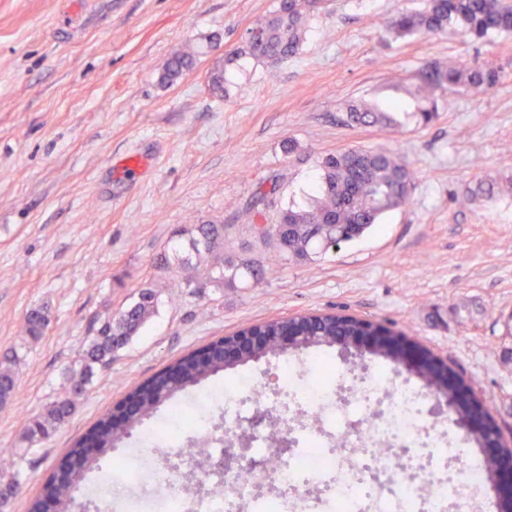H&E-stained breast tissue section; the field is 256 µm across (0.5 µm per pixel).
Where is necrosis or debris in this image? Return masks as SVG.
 <instances>
[{
	"instance_id": "obj_1",
	"label": "necrosis or debris",
	"mask_w": 512,
	"mask_h": 512,
	"mask_svg": "<svg viewBox=\"0 0 512 512\" xmlns=\"http://www.w3.org/2000/svg\"><path fill=\"white\" fill-rule=\"evenodd\" d=\"M317 371L310 385L304 371ZM224 419L178 413L177 448L137 496L94 493L93 512H474L480 460L456 468L447 420L413 384L326 355L284 361L272 383L225 390ZM237 449L231 468L219 467Z\"/></svg>"
}]
</instances>
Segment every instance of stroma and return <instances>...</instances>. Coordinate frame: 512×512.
<instances>
[{
  "label": "stroma",
  "instance_id": "obj_1",
  "mask_svg": "<svg viewBox=\"0 0 512 512\" xmlns=\"http://www.w3.org/2000/svg\"><path fill=\"white\" fill-rule=\"evenodd\" d=\"M277 0H0V358L17 355L0 405V451L27 512L74 439L135 383L190 351L275 318L342 313L406 336L447 363L512 436V188L475 200L477 180L512 175V34L400 41L383 25L423 0H335L300 52L269 66L241 58L223 98L217 60L239 51ZM199 46L195 68L163 83L168 59ZM483 65L498 83L453 93L425 127L346 120L360 98L394 97L428 62ZM383 148L416 173L407 205L362 238L306 262H275L255 223H276L319 156ZM255 207L261 216L251 222ZM227 225L225 255L254 278L210 279L186 230ZM197 267L186 283L182 259ZM144 287L156 314L99 371L71 418L27 446L28 419L64 391L101 322ZM35 307L49 325L23 333Z\"/></svg>",
  "mask_w": 512,
  "mask_h": 512
}]
</instances>
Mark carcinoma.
<instances>
[{
  "instance_id": "obj_1",
  "label": "carcinoma",
  "mask_w": 512,
  "mask_h": 512,
  "mask_svg": "<svg viewBox=\"0 0 512 512\" xmlns=\"http://www.w3.org/2000/svg\"><path fill=\"white\" fill-rule=\"evenodd\" d=\"M332 0H278L276 9L258 21L247 33L242 54L268 65L280 63L301 48L309 19L329 9ZM387 33L396 39H412L424 34L453 33L473 40H483L494 33L512 31V6L504 0H427L419 11L399 12L385 24ZM197 53L183 51L167 62L163 79L174 83L196 64ZM210 72V91L224 97L226 65ZM494 69L465 65H448L433 61L415 77V82L401 86L410 103H395L387 109L362 100L347 108L350 123L374 125L396 130L414 125L425 127L438 117L439 99L449 92L461 90L481 92L497 84ZM316 177L311 192L305 193L303 205L291 203L279 214L271 237L276 242L277 259L302 262L318 250L340 242L352 241L381 223L383 216L405 205L412 194L416 176L409 166L385 149L355 148L327 154L318 159ZM189 246L199 255L212 258L210 270L218 278L231 282L240 270L248 273V261L235 262L224 257V225L199 224ZM158 293L146 288L124 310L104 320L96 329L80 356V368L66 374L68 389L62 397L49 403L30 418L21 433V440L34 444L47 439L74 413L75 398L80 396L94 374L108 367L116 352L125 347L156 313ZM49 324V315L42 308L32 309L26 316V335L37 338ZM343 335L359 336L370 321L346 315H326L320 321L309 322L301 333L297 351L336 345L338 326ZM187 381L170 385L164 372L137 384L132 394L139 400V411L131 417L122 410L109 411L84 436L78 438L59 464L58 470H68L67 464L77 459L80 469L65 478H52L43 494L33 499L28 512H75V493L87 478L101 473L103 459L145 423L179 400L188 387L207 384L224 374L221 356L199 355L195 352L179 360ZM16 361L0 363V403L8 401L15 389ZM512 470V450L496 460H486L485 480L490 482L505 470Z\"/></svg>"
}]
</instances>
